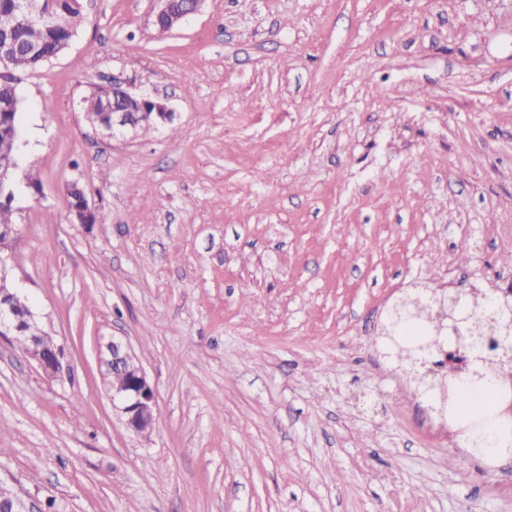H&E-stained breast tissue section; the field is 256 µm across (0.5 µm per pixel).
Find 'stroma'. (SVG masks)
I'll return each mask as SVG.
<instances>
[{
  "instance_id": "35a3bbf8",
  "label": "stroma",
  "mask_w": 512,
  "mask_h": 512,
  "mask_svg": "<svg viewBox=\"0 0 512 512\" xmlns=\"http://www.w3.org/2000/svg\"><path fill=\"white\" fill-rule=\"evenodd\" d=\"M155 7L83 0L15 82L0 258L69 373L0 339V483L34 512H512V458L443 440L431 373L383 348L444 282L512 291V0H205L164 33ZM116 77L172 122L95 132L78 101ZM70 213L80 224H94L97 221V216L100 219L101 216L97 215L96 209L92 207L82 188L79 187L77 182L71 184L70 189ZM101 363L106 375L112 378V387L120 389L122 378L112 376L119 373L125 379L122 389L112 388V405L119 403V409L125 417L126 426L133 432L145 435L157 418L155 394L146 372L133 353L131 347L112 336L102 344Z\"/></svg>"
}]
</instances>
